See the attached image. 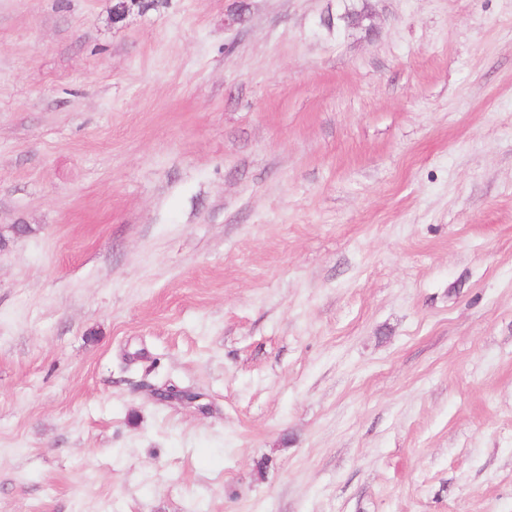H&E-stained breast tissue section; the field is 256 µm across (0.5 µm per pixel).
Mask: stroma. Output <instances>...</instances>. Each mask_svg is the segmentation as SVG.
I'll return each mask as SVG.
<instances>
[{"mask_svg": "<svg viewBox=\"0 0 512 512\" xmlns=\"http://www.w3.org/2000/svg\"><path fill=\"white\" fill-rule=\"evenodd\" d=\"M114 4L0 0V512H512V0Z\"/></svg>", "mask_w": 512, "mask_h": 512, "instance_id": "1", "label": "stroma"}]
</instances>
